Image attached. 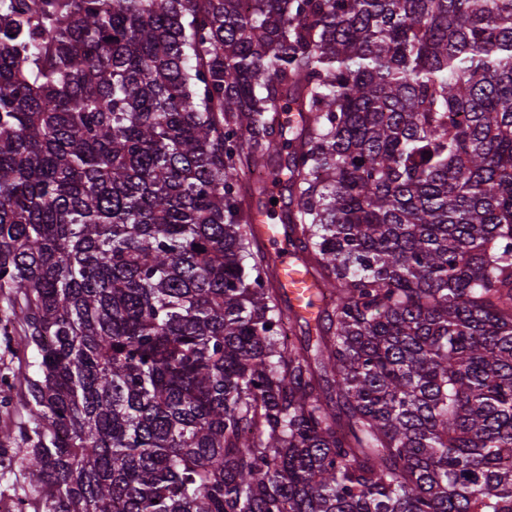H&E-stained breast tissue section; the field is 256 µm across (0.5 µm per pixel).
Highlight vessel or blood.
Wrapping results in <instances>:
<instances>
[{
    "label": "vessel or blood",
    "instance_id": "1",
    "mask_svg": "<svg viewBox=\"0 0 512 512\" xmlns=\"http://www.w3.org/2000/svg\"><path fill=\"white\" fill-rule=\"evenodd\" d=\"M277 195V189L268 190L269 203L255 211L252 232L258 244L274 260L279 271L280 285L285 288L292 304L299 311L310 315L317 310L319 289L310 276L300 271V263L288 242L286 227L276 221L279 208L273 205L272 200Z\"/></svg>",
    "mask_w": 512,
    "mask_h": 512
}]
</instances>
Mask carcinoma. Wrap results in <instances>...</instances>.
Wrapping results in <instances>:
<instances>
[{"label": "carcinoma", "instance_id": "carcinoma-1", "mask_svg": "<svg viewBox=\"0 0 512 512\" xmlns=\"http://www.w3.org/2000/svg\"><path fill=\"white\" fill-rule=\"evenodd\" d=\"M3 289L35 512H512V0H0ZM273 198H277V205H272ZM280 209L281 200L278 190L269 186L265 207L254 210L252 232L258 244L277 265L281 288H285L292 304L299 311L310 315L317 311L319 286L310 276L299 270L300 263L288 243L285 224L269 221L278 216Z\"/></svg>", "mask_w": 512, "mask_h": 512}]
</instances>
